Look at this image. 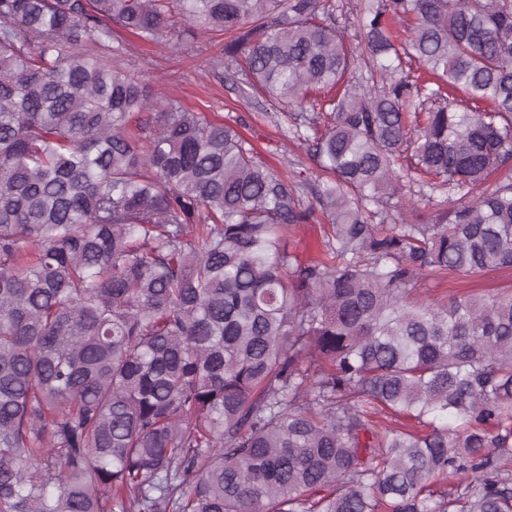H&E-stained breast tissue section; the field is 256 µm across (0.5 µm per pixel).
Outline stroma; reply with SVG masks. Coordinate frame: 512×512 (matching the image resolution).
Here are the masks:
<instances>
[{
  "label": "stroma",
  "instance_id": "1",
  "mask_svg": "<svg viewBox=\"0 0 512 512\" xmlns=\"http://www.w3.org/2000/svg\"><path fill=\"white\" fill-rule=\"evenodd\" d=\"M179 42L140 43L122 29H114L117 65L153 81L159 96L179 101L184 107L205 113L233 127L256 149L262 161L281 174L290 170L320 173L317 159L306 149L287 141L289 121L262 92L252 90L236 68L218 65L224 44L222 33L202 34L184 25ZM420 296L440 298L467 293L495 295L512 293V269L466 279L427 277L419 286Z\"/></svg>",
  "mask_w": 512,
  "mask_h": 512
}]
</instances>
